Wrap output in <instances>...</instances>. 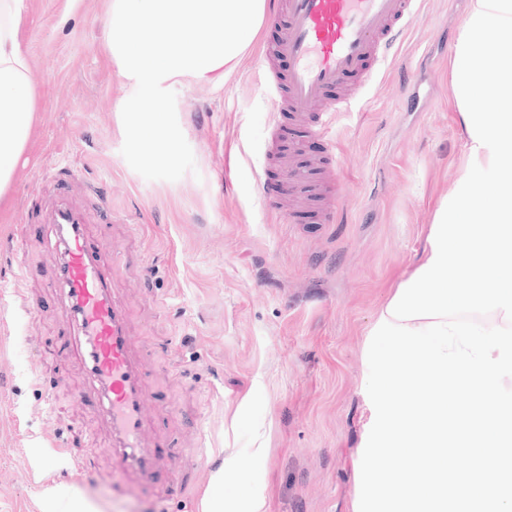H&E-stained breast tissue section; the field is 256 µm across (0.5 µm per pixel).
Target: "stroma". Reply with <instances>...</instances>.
<instances>
[{
    "label": "stroma",
    "mask_w": 512,
    "mask_h": 512,
    "mask_svg": "<svg viewBox=\"0 0 512 512\" xmlns=\"http://www.w3.org/2000/svg\"><path fill=\"white\" fill-rule=\"evenodd\" d=\"M468 3L423 0L392 66L337 118L332 163L316 138L288 152L300 129L256 68L277 35L265 21L223 88L174 84L196 170L171 182L121 154L131 91L105 49L108 0H27L39 120L0 223V512H47L40 493L55 485L97 512H200L228 460L223 495L237 512L255 496L267 512H352L367 334L417 267L436 202L468 175L451 87ZM299 162L320 195L295 187ZM60 205L114 258L151 399L145 439L173 482H143L112 455L55 286L47 216ZM56 438L97 454L70 471L44 453Z\"/></svg>",
    "instance_id": "stroma-1"
}]
</instances>
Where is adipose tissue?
<instances>
[{"instance_id":"adipose-tissue-1","label":"adipose tissue","mask_w":512,"mask_h":512,"mask_svg":"<svg viewBox=\"0 0 512 512\" xmlns=\"http://www.w3.org/2000/svg\"><path fill=\"white\" fill-rule=\"evenodd\" d=\"M26 11V0H0V215L10 209L12 184L38 119L36 83L20 36Z\"/></svg>"}]
</instances>
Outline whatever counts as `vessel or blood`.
I'll use <instances>...</instances> for the list:
<instances>
[{"instance_id":"vessel-or-blood-1","label":"vessel or blood","mask_w":512,"mask_h":512,"mask_svg":"<svg viewBox=\"0 0 512 512\" xmlns=\"http://www.w3.org/2000/svg\"><path fill=\"white\" fill-rule=\"evenodd\" d=\"M421 7L420 0H282L283 24L269 54L286 60L289 70L286 84L275 91L294 119L309 121V134L325 143L327 153L335 151L330 123L342 104L337 89L344 79L363 74L367 61L387 68ZM56 243L57 284L89 358L99 406L112 425V452L123 468L153 479L161 457L143 439L149 399L125 309L112 296L111 270L82 225L70 226Z\"/></svg>"}]
</instances>
